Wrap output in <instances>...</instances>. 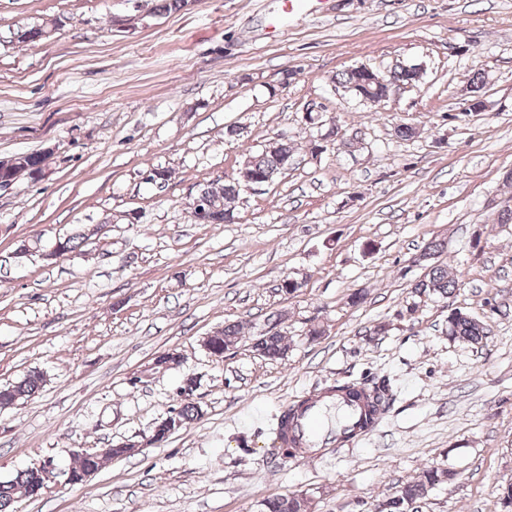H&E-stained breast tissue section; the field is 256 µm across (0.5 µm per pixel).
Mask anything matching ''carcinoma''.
I'll use <instances>...</instances> for the list:
<instances>
[{
    "label": "carcinoma",
    "instance_id": "cac0c4a2",
    "mask_svg": "<svg viewBox=\"0 0 512 512\" xmlns=\"http://www.w3.org/2000/svg\"><path fill=\"white\" fill-rule=\"evenodd\" d=\"M417 72L400 67L385 77V83L375 84L369 81L367 67H352L341 73L339 84L347 92L367 100H380L387 95V89L398 83L406 85L414 81ZM470 105L468 111L479 112L484 109L482 93L484 81L481 73L477 72L469 85ZM295 155L294 143L290 139H280L273 149H263L261 152L247 157L243 162L246 168L254 173L274 181L279 175L288 170ZM242 187L237 178L223 182H209L201 189L203 198L207 201V223L224 224L234 219L232 204L239 197ZM456 286V280L448 275V268L443 265H429L428 272L412 284L413 293L421 295H441L443 297L452 293ZM486 324L462 310H456L448 316V336L470 345L478 346L486 338ZM242 339V327L237 322H230L218 331L211 339V344L221 348L236 346ZM259 356L267 360L282 358L288 349L285 336L277 332L272 336H264L255 344ZM42 376L33 371L21 382L4 389H0V408L14 404L23 397H30L40 389ZM330 390L343 392L346 395L358 398L363 396L371 400L372 415L384 413L389 407L390 392L389 382L385 379L373 380L364 384L363 389H358L357 384L350 382L338 383ZM193 391V381L188 380L181 387L185 393L179 405L178 418L181 425H186L201 414V409L195 403L189 401L190 392ZM304 404L299 401L284 410L278 417L276 428L273 429L272 444L275 454L284 457L293 455L294 449L284 448L281 444L282 431L290 420L293 411ZM105 460L98 451H85L78 456L77 463L70 471V482H81L82 476L98 471ZM45 468L30 467L17 473L8 481H0V512H13L12 505L21 496L36 497L43 490L46 483ZM453 480V475L431 468L426 471L424 478L420 480H408L403 483L399 492L380 504L379 512H413L414 504L425 498L429 491L437 484ZM260 512H306L304 500L294 495H278L267 498L261 503Z\"/></svg>",
    "mask_w": 512,
    "mask_h": 512
}]
</instances>
